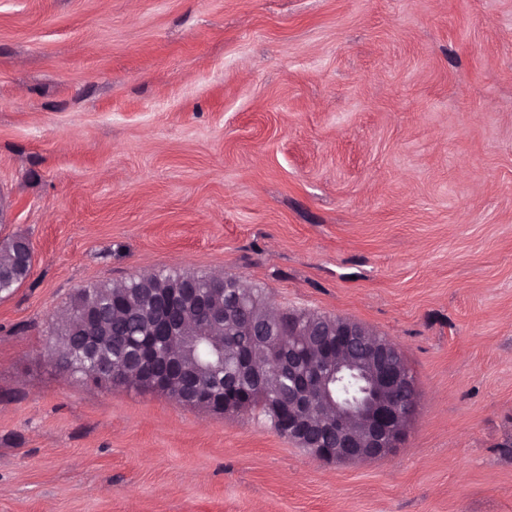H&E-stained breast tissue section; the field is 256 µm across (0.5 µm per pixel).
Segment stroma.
Listing matches in <instances>:
<instances>
[{
  "label": "stroma",
  "mask_w": 512,
  "mask_h": 512,
  "mask_svg": "<svg viewBox=\"0 0 512 512\" xmlns=\"http://www.w3.org/2000/svg\"><path fill=\"white\" fill-rule=\"evenodd\" d=\"M0 512H512V0H0ZM366 324L418 411L326 462L52 359L158 271ZM0 240V272L8 274L3 284L0 283V294L10 295L29 277L30 269L18 264V251L23 247L24 238L15 235Z\"/></svg>",
  "instance_id": "stroma-1"
}]
</instances>
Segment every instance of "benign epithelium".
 Segmentation results:
<instances>
[{
	"label": "benign epithelium",
	"instance_id": "obj_1",
	"mask_svg": "<svg viewBox=\"0 0 512 512\" xmlns=\"http://www.w3.org/2000/svg\"><path fill=\"white\" fill-rule=\"evenodd\" d=\"M206 295L197 289L176 285L157 297L154 323L133 342L132 362L139 366V383L149 390L167 393L174 374L181 370V359L160 372L154 364L166 359L173 346H182L185 336L172 322L170 312L197 306ZM326 335L335 341L321 354L329 369L297 376L288 400L268 401V410L279 431L307 446V420L300 412L319 403L332 408L324 420L328 433L336 438L333 447L313 445V455L326 461H352L390 455L400 448L409 423L417 411V391L413 373L395 343L378 336L362 323L343 318ZM286 354L274 342L259 339L240 359L238 370L259 386L282 373ZM86 381L104 388L118 384V374L108 369L88 373ZM181 402L215 413H229L247 407L245 398L195 388L176 394Z\"/></svg>",
	"mask_w": 512,
	"mask_h": 512
}]
</instances>
